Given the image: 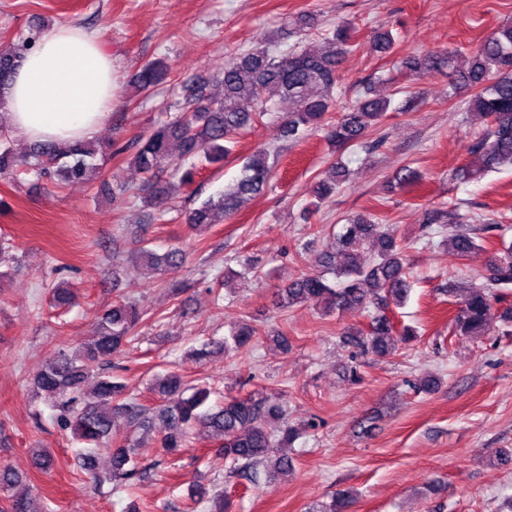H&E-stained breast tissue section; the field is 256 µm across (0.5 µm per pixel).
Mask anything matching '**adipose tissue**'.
I'll use <instances>...</instances> for the list:
<instances>
[{
    "mask_svg": "<svg viewBox=\"0 0 512 512\" xmlns=\"http://www.w3.org/2000/svg\"><path fill=\"white\" fill-rule=\"evenodd\" d=\"M8 119L32 142L92 139L119 104L111 54L83 28L59 26L24 56L4 96Z\"/></svg>",
    "mask_w": 512,
    "mask_h": 512,
    "instance_id": "ef3b65f1",
    "label": "adipose tissue"
}]
</instances>
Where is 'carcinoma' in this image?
I'll use <instances>...</instances> for the list:
<instances>
[{
  "label": "carcinoma",
  "instance_id": "cac0c4a2",
  "mask_svg": "<svg viewBox=\"0 0 512 512\" xmlns=\"http://www.w3.org/2000/svg\"><path fill=\"white\" fill-rule=\"evenodd\" d=\"M352 30L338 26L323 38L320 48H301L275 55L274 35L268 34L248 52L224 59L221 74L186 88L183 107L169 122L137 140L116 146L117 153H132L133 165L151 181L147 205L164 212L169 199L168 186L154 178L165 168L175 167L178 185L188 186L196 168H182L175 159L196 156L211 164L226 161L233 152L235 139L256 120L287 100L292 111L284 123L285 134L295 137L300 131L322 127L327 112L334 106V92L340 81L339 66L352 47ZM394 36L389 31L372 36V48L379 53L390 51ZM32 41L0 48V99L16 69L21 54ZM456 51L435 52L429 64L448 69V78L456 89L471 91L468 106L480 117L491 120L487 139L477 143L471 153L482 160L479 168L461 169L464 178L476 179L486 168L512 166V25L495 29L474 52L465 71L455 67ZM168 63L156 59L138 72L135 86L146 91L164 79ZM390 101L366 97L343 113L335 124L327 127L326 138L338 150L361 141L369 127L388 111ZM100 148L91 141L77 142L65 148L49 143L33 147L23 160L15 156L10 141L0 137V175L13 176L20 167H30L60 185L73 180H86L97 171L96 157ZM277 162V154L258 150L246 157L237 182L215 199L204 201L186 216L193 227H207L230 217L242 199L266 190ZM346 180L342 166H331L316 185V196L327 199ZM448 219V242L459 256L478 247L466 228V217L457 207L448 213L434 212L429 223ZM370 251L371 260L364 264L361 254ZM405 246L385 232L377 217L356 214L347 219L344 232L326 246L324 268L335 276L336 284H328L323 273H308L291 281L278 294L284 308L309 302L322 303L328 312L367 304L401 305L411 288L404 258ZM135 258L147 267L165 271L182 265L184 255L178 249L158 254L146 246L135 250ZM484 275L485 285L465 292L459 309L451 320L453 332L459 336H483L494 318L493 302L498 290L512 286V245L503 246L493 256ZM144 312L132 301H115L98 317L96 335L78 350L59 349L56 360L41 370L34 379L37 390L45 395L60 424L74 437L96 450L112 448V468L105 477L93 472L92 455L83 457V469L95 482L106 480L117 486L139 474L131 444L112 446V425L124 416L134 424L143 423L146 409L131 395L126 384L106 373L112 359L131 343L135 329L143 321ZM253 326H239L214 343L224 352L250 348L257 339ZM409 326H397L393 317L379 313L364 329L346 335L353 348L348 377L358 379V358L369 355L385 357L400 345L415 340ZM150 390L162 401L154 409V417L162 424L161 448L175 455L184 447L190 431L199 427L221 440L219 450L229 462L228 477H236L255 485L272 483L293 466L287 449L301 434L302 428L286 419L278 403L257 401L252 397H229L221 405L206 406L211 390L202 384H190L175 372L157 375ZM21 481V475L10 467H0V512H33L25 498L10 495ZM355 497L340 490L330 502L314 512H349Z\"/></svg>",
  "mask_w": 512,
  "mask_h": 512
}]
</instances>
